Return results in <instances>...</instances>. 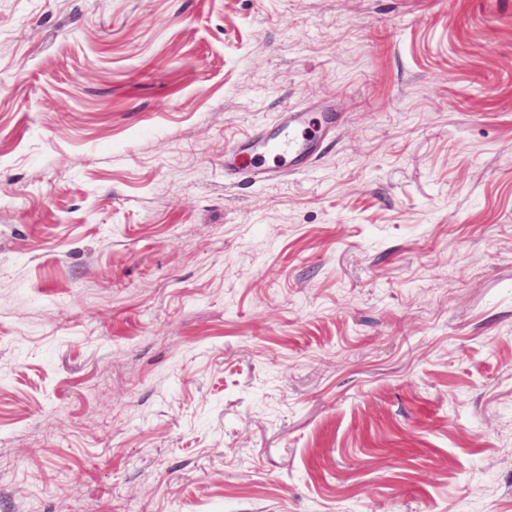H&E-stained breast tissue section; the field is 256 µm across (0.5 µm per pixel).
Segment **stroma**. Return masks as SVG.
I'll return each mask as SVG.
<instances>
[{
  "mask_svg": "<svg viewBox=\"0 0 512 512\" xmlns=\"http://www.w3.org/2000/svg\"><path fill=\"white\" fill-rule=\"evenodd\" d=\"M0 512H512V0H0ZM313 109L287 108L274 125L259 128L238 140L224 154V177L236 179L244 169L238 156L249 154L252 173L261 178H273L281 171L300 172L314 159L312 144L321 130ZM267 158L272 166H265Z\"/></svg>",
  "mask_w": 512,
  "mask_h": 512,
  "instance_id": "1",
  "label": "stroma"
}]
</instances>
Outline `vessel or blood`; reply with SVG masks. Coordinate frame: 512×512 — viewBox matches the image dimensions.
I'll list each match as a JSON object with an SVG mask.
<instances>
[{"label":"vessel or blood","instance_id":"vessel-or-blood-1","mask_svg":"<svg viewBox=\"0 0 512 512\" xmlns=\"http://www.w3.org/2000/svg\"><path fill=\"white\" fill-rule=\"evenodd\" d=\"M319 120L312 109L282 112L278 122L238 140L224 155V175L236 179L242 172L238 157L250 155L255 176L272 178L279 172L305 170L314 158L312 145L320 132Z\"/></svg>","mask_w":512,"mask_h":512}]
</instances>
